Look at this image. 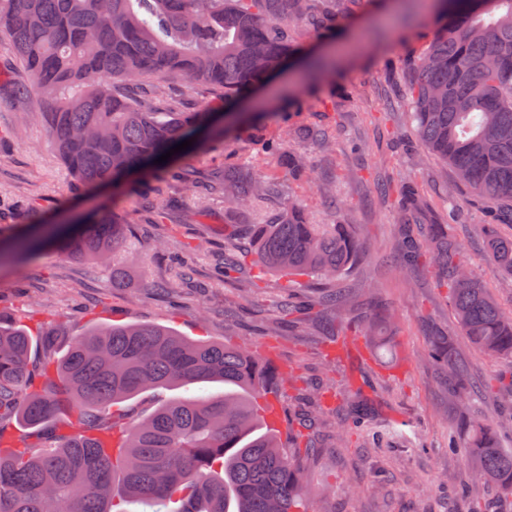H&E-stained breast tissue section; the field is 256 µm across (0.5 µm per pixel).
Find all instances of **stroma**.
<instances>
[{
  "label": "stroma",
  "mask_w": 512,
  "mask_h": 512,
  "mask_svg": "<svg viewBox=\"0 0 512 512\" xmlns=\"http://www.w3.org/2000/svg\"><path fill=\"white\" fill-rule=\"evenodd\" d=\"M419 0H336V35L323 42L305 25L291 36L306 54L334 50L336 63L322 75L304 76L296 64L243 104L248 123L228 128L223 139L194 134L189 149L176 153L200 184L212 173L237 167L281 178L278 159L264 152L263 140L304 154L307 177L290 181L284 195L259 200L246 224H262L287 206L313 224L332 223L323 184L333 185L345 223L362 243L359 262L343 277L355 289L357 314H389L384 347L348 339L344 353L325 336L322 322L279 324L275 307L288 280L245 260L235 281L224 283L213 269L224 257V196L171 184L153 205L138 191L114 193L111 185L82 188L47 132L46 103L39 93L19 99L14 87L29 82L24 64L0 53V252L11 253L17 236L38 240L68 219L115 203L125 221V237L109 263L96 264L48 248L36 261L0 266V311L35 327L52 321L79 334L96 323L139 321L167 326L190 339L243 345L266 358L282 381L275 392L284 415L298 408L297 393L325 388L336 396L320 413L319 448L309 458L306 481L322 512H471L474 503L490 512H512V502L486 491L458 497L465 459L450 452L448 436L456 410L448 388L422 357L428 329L456 328L446 292L434 287L432 272L409 273L391 263L397 246L396 192L411 183L440 222H447L473 273L492 297L512 307V277L502 274L486 249L484 211L471 204L454 171L419 142L408 101L409 70L428 47L434 28ZM164 100L183 111L205 109L223 115L218 96L184 82L165 85ZM327 132L333 147L311 139ZM188 257L193 282L177 297L159 294L157 281L173 277L170 252ZM127 278L113 286L112 270ZM223 384L207 383L173 392L156 389L127 402L132 419L147 418L173 398L219 395ZM365 397L375 401L379 422L395 425L383 436L361 428L337 436V403Z\"/></svg>",
  "instance_id": "stroma-1"
}]
</instances>
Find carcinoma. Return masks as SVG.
Masks as SVG:
<instances>
[{
	"label": "carcinoma",
	"mask_w": 512,
	"mask_h": 512,
	"mask_svg": "<svg viewBox=\"0 0 512 512\" xmlns=\"http://www.w3.org/2000/svg\"><path fill=\"white\" fill-rule=\"evenodd\" d=\"M336 0H0V48L21 60L46 99V121L60 156L82 184L118 186L142 172L144 201L163 186L197 188L194 170L154 163L200 129L224 138V126L205 111H159L160 86L179 79L207 88L231 105L288 68L298 52L289 38L300 21L318 33L332 30ZM437 25L412 66L411 110L421 143L454 170L473 202L512 222V0H435ZM291 179L306 176V161L282 156ZM227 198V215L249 211L254 200L283 192L275 181L236 168L214 178ZM311 224L294 207L266 224L232 233L223 276L254 254L265 269L292 284L304 277L332 285L360 258L352 225ZM59 239L68 254L103 260L119 248L124 224L115 207L82 220ZM402 243L395 265L433 270L448 290L456 326L469 345L512 364V310L496 302L471 272L462 248L437 224L414 190L397 202ZM490 256L512 276V237L485 225ZM316 304L340 327L349 319L341 289ZM353 335L375 342L385 320L371 316ZM33 335L0 314V436L12 420L25 434L0 439V512H124L135 499L177 512H312L303 486L301 435L268 427L259 399L280 378L243 346L192 340L158 324H96L71 340L62 358L44 359L40 380L30 368ZM427 360L446 373L457 427L453 445L466 453L462 495L476 488L512 497V410L494 422L471 414L480 390L454 337H429ZM224 384L220 396L176 397L144 421H130L122 404L149 390ZM75 421L56 427L62 416ZM357 424L374 418L372 403L349 405ZM119 439L109 455L93 437Z\"/></svg>",
	"instance_id": "carcinoma-1"
}]
</instances>
